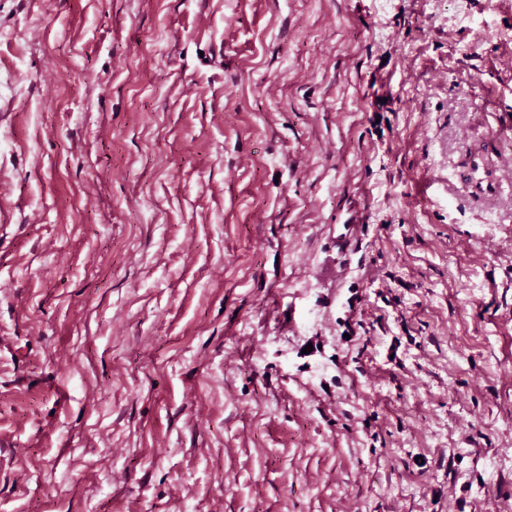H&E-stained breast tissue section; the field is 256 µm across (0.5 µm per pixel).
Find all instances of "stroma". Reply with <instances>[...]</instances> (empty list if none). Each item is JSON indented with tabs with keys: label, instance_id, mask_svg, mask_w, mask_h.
I'll use <instances>...</instances> for the list:
<instances>
[{
	"label": "stroma",
	"instance_id": "1",
	"mask_svg": "<svg viewBox=\"0 0 512 512\" xmlns=\"http://www.w3.org/2000/svg\"><path fill=\"white\" fill-rule=\"evenodd\" d=\"M0 512H512V0H0Z\"/></svg>",
	"mask_w": 512,
	"mask_h": 512
}]
</instances>
